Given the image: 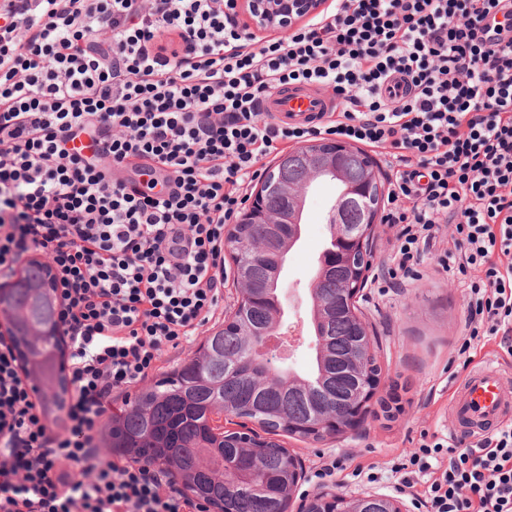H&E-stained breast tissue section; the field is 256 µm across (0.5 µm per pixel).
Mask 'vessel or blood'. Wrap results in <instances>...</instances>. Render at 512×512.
Returning a JSON list of instances; mask_svg holds the SVG:
<instances>
[{"instance_id":"obj_1","label":"vessel or blood","mask_w":512,"mask_h":512,"mask_svg":"<svg viewBox=\"0 0 512 512\" xmlns=\"http://www.w3.org/2000/svg\"><path fill=\"white\" fill-rule=\"evenodd\" d=\"M330 107V100L292 86L277 89L267 105L279 119L303 125L318 121ZM457 392L448 420L455 432L467 436L497 427L503 412L512 407V377L488 363L470 371Z\"/></svg>"}]
</instances>
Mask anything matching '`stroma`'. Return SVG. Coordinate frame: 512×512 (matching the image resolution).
Listing matches in <instances>:
<instances>
[{
    "label": "stroma",
    "mask_w": 512,
    "mask_h": 512,
    "mask_svg": "<svg viewBox=\"0 0 512 512\" xmlns=\"http://www.w3.org/2000/svg\"><path fill=\"white\" fill-rule=\"evenodd\" d=\"M336 198L332 184L309 196L302 236L288 253L280 281L286 297L283 321L299 325L301 331L281 364L302 377L310 374L316 356L308 285L330 235L327 218ZM394 243L393 228L376 223L366 285L356 298L379 338L381 369V385L366 405L363 425L358 432L318 442L282 431L272 437L298 454L304 464L306 478L297 500L332 488L348 496L388 495L413 510L417 506L414 493L399 491L400 476L394 466L418 453L421 436L443 444L448 441V406L467 374L459 356L466 318L465 278L446 269L436 245L425 252L414 279L389 287L384 276ZM203 341L199 334L177 349L163 351L144 380L115 392L113 415H120L136 394L193 357ZM335 461L339 470L326 475V468Z\"/></svg>",
    "instance_id": "obj_1"
}]
</instances>
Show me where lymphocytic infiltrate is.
<instances>
[{"instance_id":"f902f5d3","label":"lymphocytic infiltrate","mask_w":512,"mask_h":512,"mask_svg":"<svg viewBox=\"0 0 512 512\" xmlns=\"http://www.w3.org/2000/svg\"><path fill=\"white\" fill-rule=\"evenodd\" d=\"M235 0H0V276H58L69 404L49 429L0 342V512H204L149 462L101 459L114 390L214 320L226 227L266 159L333 135L388 156L391 277L445 224L467 275L462 353L512 354V0H332L255 45ZM331 88L316 126L270 122ZM447 465H438L440 455ZM430 512H512V425L423 443ZM331 99L314 97L299 87H281L271 97L267 109L273 115L289 123L309 125L329 112Z\"/></svg>"}]
</instances>
